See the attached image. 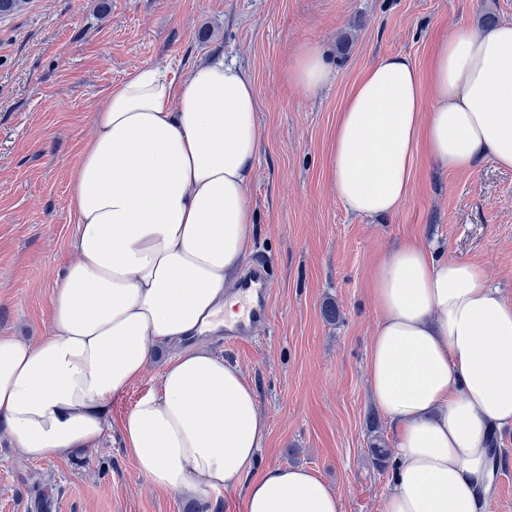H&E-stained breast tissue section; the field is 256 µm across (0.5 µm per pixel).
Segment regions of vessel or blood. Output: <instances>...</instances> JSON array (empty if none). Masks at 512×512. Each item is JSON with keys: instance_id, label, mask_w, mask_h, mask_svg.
<instances>
[{"instance_id": "vessel-or-blood-1", "label": "vessel or blood", "mask_w": 512, "mask_h": 512, "mask_svg": "<svg viewBox=\"0 0 512 512\" xmlns=\"http://www.w3.org/2000/svg\"><path fill=\"white\" fill-rule=\"evenodd\" d=\"M272 286L268 262L255 258L248 272L238 281L234 290L241 299L243 317L234 326L225 328V340L232 341L253 333L255 328L270 320L269 292Z\"/></svg>"}]
</instances>
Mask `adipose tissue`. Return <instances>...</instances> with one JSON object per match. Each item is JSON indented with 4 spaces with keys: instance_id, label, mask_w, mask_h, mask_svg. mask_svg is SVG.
Here are the masks:
<instances>
[{
    "instance_id": "ef3b65f1",
    "label": "adipose tissue",
    "mask_w": 512,
    "mask_h": 512,
    "mask_svg": "<svg viewBox=\"0 0 512 512\" xmlns=\"http://www.w3.org/2000/svg\"><path fill=\"white\" fill-rule=\"evenodd\" d=\"M329 75L308 45L291 79L312 95ZM257 111L250 76L215 55L178 81L144 66L93 113L70 171L75 256L48 333L0 335V429L27 459L93 446L113 397L168 345L158 391L120 431L151 485L201 502L241 486L242 512H340L339 492L306 468L254 474L267 436L255 389L200 340L238 316L228 290L253 232ZM421 150L452 171L487 157L512 168V23L457 28L424 78L400 54L365 71L336 124L337 198L359 217L395 214ZM370 287L380 316L368 382L396 438L382 512H485L489 440L512 426V302L482 266L421 243L387 252Z\"/></svg>"
}]
</instances>
